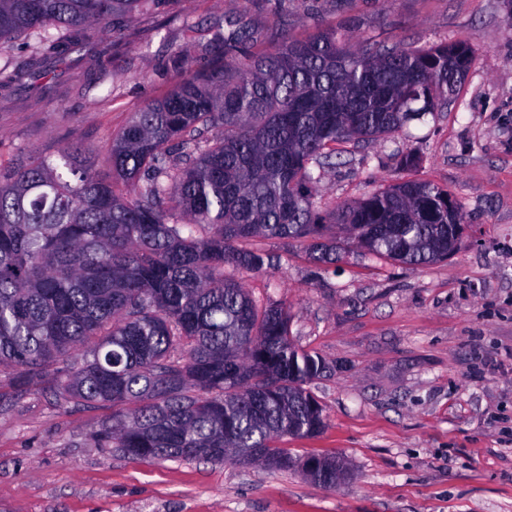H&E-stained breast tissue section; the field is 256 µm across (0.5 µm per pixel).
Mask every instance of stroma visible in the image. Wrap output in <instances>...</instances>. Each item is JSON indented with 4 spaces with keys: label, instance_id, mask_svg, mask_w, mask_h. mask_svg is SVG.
Segmentation results:
<instances>
[{
    "label": "stroma",
    "instance_id": "obj_1",
    "mask_svg": "<svg viewBox=\"0 0 512 512\" xmlns=\"http://www.w3.org/2000/svg\"><path fill=\"white\" fill-rule=\"evenodd\" d=\"M421 48L471 42L475 62L442 112L352 148L315 199L329 211L407 179L447 189L468 216L463 246L419 267L349 252L329 270L306 243L269 241L278 269L238 276L283 304L295 343L324 364L309 390L324 428L285 437L293 459H340L344 479L300 468L140 460L95 439L111 403L58 404L65 358L41 380L0 372V512H512V9L506 0H171L122 35L0 88V161L72 143L106 156L133 112L162 98L216 33L256 29L266 47L315 22ZM416 166L400 167L402 157Z\"/></svg>",
    "mask_w": 512,
    "mask_h": 512
}]
</instances>
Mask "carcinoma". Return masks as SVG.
Segmentation results:
<instances>
[{"instance_id":"cac0c4a2","label":"carcinoma","mask_w":512,"mask_h":512,"mask_svg":"<svg viewBox=\"0 0 512 512\" xmlns=\"http://www.w3.org/2000/svg\"><path fill=\"white\" fill-rule=\"evenodd\" d=\"M168 0H0V54L36 33L34 61L61 59L92 30L121 35ZM258 31L218 37V62L134 113L112 140V174L79 143L57 157L0 164V368L29 377L83 351L58 391L110 402L97 441L142 460L222 463L324 426L307 385L320 358L296 346L290 317L260 306L224 274L262 272L275 257L249 240H304L332 265L342 246L406 266L448 258L467 223L448 191L404 180L323 215L316 186L340 143L402 131L442 111L475 60L465 41L426 49L316 23L257 53ZM133 404L125 412L121 406ZM308 474L333 485L340 462L313 454Z\"/></svg>"}]
</instances>
